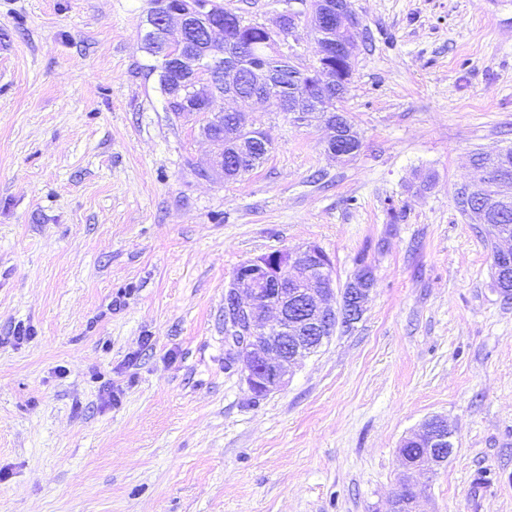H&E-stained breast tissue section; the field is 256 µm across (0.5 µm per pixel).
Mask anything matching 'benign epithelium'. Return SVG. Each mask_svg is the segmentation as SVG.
I'll list each match as a JSON object with an SVG mask.
<instances>
[{"mask_svg":"<svg viewBox=\"0 0 512 512\" xmlns=\"http://www.w3.org/2000/svg\"><path fill=\"white\" fill-rule=\"evenodd\" d=\"M293 15L280 17L278 29H266L269 35L267 50L278 51V38L290 32ZM150 30L146 38L152 55L166 62L163 74L174 69L184 74L173 88L174 99L183 114L201 112L208 116L205 126L210 131L205 138L216 146L209 168L201 171L205 178H225L224 153L239 159L248 158L251 151V132L256 129L252 118L232 111V120L224 122V113L213 111L214 97L205 86L224 78L223 100L242 98L238 68L228 64L224 71L199 73L197 41L214 46L224 41V29L239 23V16L226 9L218 15L209 0H154L148 13ZM315 25L324 28L337 26L344 37L320 44L318 67L306 73L309 89L285 106L276 97L280 90L277 75L267 68H252L256 81L264 86L257 100L268 103L281 112L288 110L303 114L310 102L326 98L348 84L349 76L339 70L338 60H351L355 46V31L359 20L351 13L348 0H320ZM328 131L325 150L335 158L348 156L339 147L341 129L333 120H323ZM474 182L459 189L460 199L471 211L476 223L488 220L487 209L470 201L474 186L484 183L488 171L479 169ZM512 260V237L497 238L493 265ZM372 289L365 277H355L340 288L336 286L333 264L316 245L296 250L271 253L242 263L234 272L229 288L224 292V341L227 345L229 367L235 369L248 388L258 396L280 391L288 386L296 362L317 350L336 331V315L343 311L351 317L362 315ZM420 448L412 459L401 455L404 474L432 471L447 461L452 453L453 431L448 421L434 417L404 439Z\"/></svg>","mask_w":512,"mask_h":512,"instance_id":"benign-epithelium-1","label":"benign epithelium"}]
</instances>
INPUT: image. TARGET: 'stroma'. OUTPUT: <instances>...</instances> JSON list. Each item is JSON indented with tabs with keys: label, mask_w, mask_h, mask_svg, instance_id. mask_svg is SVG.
Listing matches in <instances>:
<instances>
[{
	"label": "stroma",
	"mask_w": 512,
	"mask_h": 512,
	"mask_svg": "<svg viewBox=\"0 0 512 512\" xmlns=\"http://www.w3.org/2000/svg\"><path fill=\"white\" fill-rule=\"evenodd\" d=\"M295 26L309 0H220ZM342 107L362 148L236 101L271 140L202 180L201 117L168 112L150 0H0V512H390L399 446L441 416L454 452L422 512H512V300L456 204L512 148V0H349ZM320 246L360 321L255 396L226 367L224 291L259 255Z\"/></svg>",
	"instance_id": "35a3bbf8"
}]
</instances>
